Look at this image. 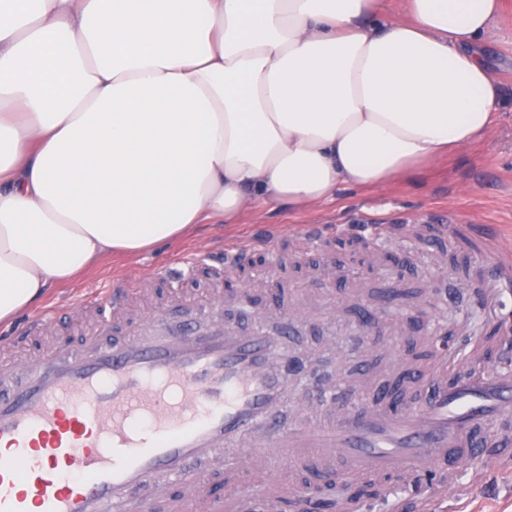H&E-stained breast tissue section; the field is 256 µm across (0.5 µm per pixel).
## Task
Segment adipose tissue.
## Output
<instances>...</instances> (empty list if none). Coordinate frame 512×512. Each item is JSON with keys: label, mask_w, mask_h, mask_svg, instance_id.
Masks as SVG:
<instances>
[{"label": "adipose tissue", "mask_w": 512, "mask_h": 512, "mask_svg": "<svg viewBox=\"0 0 512 512\" xmlns=\"http://www.w3.org/2000/svg\"><path fill=\"white\" fill-rule=\"evenodd\" d=\"M0 0V322L100 257L481 141L501 0Z\"/></svg>", "instance_id": "obj_1"}]
</instances>
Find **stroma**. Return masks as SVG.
Returning a JSON list of instances; mask_svg holds the SVG:
<instances>
[{
  "instance_id": "obj_1",
  "label": "stroma",
  "mask_w": 512,
  "mask_h": 512,
  "mask_svg": "<svg viewBox=\"0 0 512 512\" xmlns=\"http://www.w3.org/2000/svg\"><path fill=\"white\" fill-rule=\"evenodd\" d=\"M479 48L503 91L499 116L481 142L382 188H344L330 199L294 209L256 204L244 209L237 223L199 224L180 241L134 256L104 257L81 278L50 288L41 300L40 309L52 307L57 314L49 336L61 344L80 345L93 323L89 317L72 316L74 305L96 298L99 314L111 316L102 298L116 277L131 280L150 274L156 304L177 291L203 293L207 270L202 261L216 243L227 236L243 241L256 237L264 225L279 226L286 247L302 251L303 258L290 270L284 289L257 293L252 303L226 306L225 322L246 332L262 326L276 331L282 320H289L291 355L331 371L345 367L350 377L365 381L371 394H378L397 372L394 357L409 355L407 338L430 344L434 325L410 323L417 303L434 301L435 325L446 327L457 349L489 331L494 305L473 288L483 269L474 239L450 245L429 233L413 237L408 230L426 219L452 215L459 223L472 225L475 235L496 227L501 244L512 249V0H503L495 26ZM362 219L389 226L372 254L359 251L352 234L336 235L331 246L335 266L356 270L358 280L321 278L322 256L304 245L298 229L304 224H354ZM390 251L405 253L406 268H387ZM357 398L350 391L335 401L296 379L281 416L291 424L314 423ZM440 498L438 512L452 507L512 512V451L488 442L482 456L473 459Z\"/></svg>"
}]
</instances>
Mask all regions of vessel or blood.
I'll return each mask as SVG.
<instances>
[{
    "mask_svg": "<svg viewBox=\"0 0 512 512\" xmlns=\"http://www.w3.org/2000/svg\"><path fill=\"white\" fill-rule=\"evenodd\" d=\"M279 227L247 242L225 243L206 264L231 275L249 252L274 266L284 259ZM491 295L512 292V252L480 237ZM139 284L125 280L110 295L113 319L97 323L80 346L61 347L24 365L0 363V512H153L174 485L207 512H236L242 498L208 496L205 466L218 451L267 458L280 473L324 462L330 477L460 473V456L480 452L498 422L512 419V350L487 364L467 344L466 376H435L425 399L401 411L381 401L357 417L330 414L312 425L277 418L289 380L283 323L243 333L224 322L222 289L208 302L183 295L174 307L139 308ZM44 314L1 339L42 336ZM120 331L104 343L102 335Z\"/></svg>",
    "mask_w": 512,
    "mask_h": 512,
    "instance_id": "b4317fda",
    "label": "vessel or blood"
}]
</instances>
